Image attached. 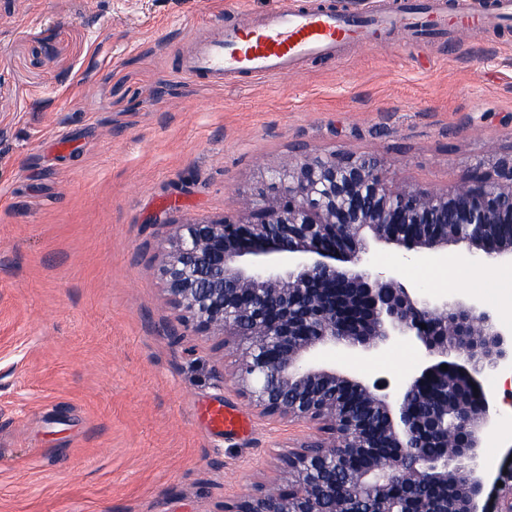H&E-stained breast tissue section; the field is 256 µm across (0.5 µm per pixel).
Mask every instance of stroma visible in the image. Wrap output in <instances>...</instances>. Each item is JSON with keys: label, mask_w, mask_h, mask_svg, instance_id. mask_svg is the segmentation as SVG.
Returning <instances> with one entry per match:
<instances>
[{"label": "stroma", "mask_w": 512, "mask_h": 512, "mask_svg": "<svg viewBox=\"0 0 512 512\" xmlns=\"http://www.w3.org/2000/svg\"><path fill=\"white\" fill-rule=\"evenodd\" d=\"M273 2L0 0V512H223L284 482L280 454L313 428L260 416L233 383L240 347L183 328L157 272L173 225L242 214L301 149L438 190L512 151V34L366 43L247 86L178 75L212 17ZM373 260L512 321V267ZM323 361L395 382L416 353ZM208 403L248 430L212 431Z\"/></svg>", "instance_id": "obj_1"}]
</instances>
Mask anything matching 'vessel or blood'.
Returning a JSON list of instances; mask_svg holds the SVG:
<instances>
[{
	"label": "vessel or blood",
	"instance_id": "vessel-or-blood-1",
	"mask_svg": "<svg viewBox=\"0 0 512 512\" xmlns=\"http://www.w3.org/2000/svg\"><path fill=\"white\" fill-rule=\"evenodd\" d=\"M512 26V0H491L473 9L457 0H389L372 14H354L316 0L307 7L277 6L255 23L215 20L179 67L181 76L204 78L215 87L242 79L298 71L309 58H336L362 39L398 34L415 43L456 40L465 32Z\"/></svg>",
	"mask_w": 512,
	"mask_h": 512
}]
</instances>
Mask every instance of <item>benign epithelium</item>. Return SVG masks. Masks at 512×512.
<instances>
[{"mask_svg": "<svg viewBox=\"0 0 512 512\" xmlns=\"http://www.w3.org/2000/svg\"><path fill=\"white\" fill-rule=\"evenodd\" d=\"M267 181L246 216L176 225L158 267L185 329L245 345L239 394L264 417L317 430L281 456L286 483L224 512H512V461L490 485L479 463L498 415L489 380L512 371V321L479 296L402 282L372 262L370 244L416 263L453 245L473 266L512 265V152L446 191L342 153L301 154ZM399 341L420 360L391 390L313 360ZM338 457L366 462L342 483L327 477Z\"/></svg>", "mask_w": 512, "mask_h": 512, "instance_id": "obj_1", "label": "benign epithelium"}]
</instances>
